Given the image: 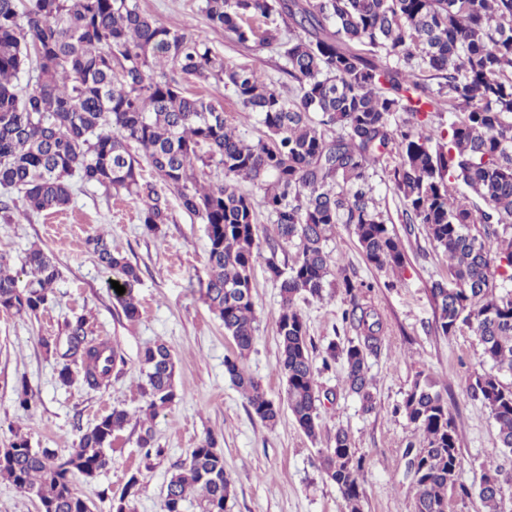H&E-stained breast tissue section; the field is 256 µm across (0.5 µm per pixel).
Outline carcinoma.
<instances>
[{
	"instance_id": "cac0c4a2",
	"label": "carcinoma",
	"mask_w": 512,
	"mask_h": 512,
	"mask_svg": "<svg viewBox=\"0 0 512 512\" xmlns=\"http://www.w3.org/2000/svg\"><path fill=\"white\" fill-rule=\"evenodd\" d=\"M202 12L236 43L275 45L297 82L286 96L254 65L217 58L205 39L142 13L139 0H0V186L23 192L29 212L55 213L71 200V179L129 195H144L140 222L157 236L169 222L157 186L206 224L209 240L205 300L235 345L225 372L247 396L252 413L272 424L280 406L241 367L253 347V263L260 255L256 212L239 181L259 185L276 237L267 270L279 282L274 316L286 379V402L305 435L315 438L321 392L306 323L297 300L325 298L326 287L348 297L342 323L356 336L330 341L322 369L340 362L348 392L364 412L374 410L367 357L378 351L383 321L360 301L364 283L336 266L327 242L339 224L353 227L367 262L379 271L404 267L401 240L382 219L369 170L386 162L394 190L411 223L423 224L448 258V279L432 283L436 329L463 328L477 336L491 370L467 392L487 407L500 448L512 453V0H203ZM286 23L282 35L277 19ZM33 86L21 84L26 67ZM178 70L212 78L231 90L240 111L256 115L266 138L249 143L224 110L186 92L169 75ZM424 69L436 80L418 77ZM452 120L437 127L429 113ZM156 182L143 180L140 158ZM224 173L200 184L195 164ZM465 184L484 207L455 195ZM298 248L291 265H279L276 248ZM98 262L125 293H113L126 318L139 317V270L101 234L87 239ZM32 280L20 289L0 254V308L36 316L53 301L59 276L43 249L28 250ZM67 347L44 342L57 359L60 383L97 391L122 373L115 346L90 336L85 316L66 322ZM139 413L154 420L177 397L174 361L162 343L141 354ZM449 389L416 380L397 408L424 444L406 445V477L415 512H448V494L477 496L485 512H502L503 470L484 466L480 481L458 480L461 452L448 409ZM131 420L117 407L82 432L67 456L34 448L15 433L0 449V479L33 493L42 512H91L73 485L76 475L106 469L115 434ZM145 458L161 455L152 427L138 440ZM365 458L347 432L321 452V468L335 483L346 512H362ZM136 475L112 496L113 512H127ZM195 496L199 512H228L232 486L224 455L207 436L175 467L163 512H184Z\"/></svg>"
}]
</instances>
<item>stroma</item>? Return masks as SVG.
<instances>
[{"label": "stroma", "instance_id": "stroma-1", "mask_svg": "<svg viewBox=\"0 0 512 512\" xmlns=\"http://www.w3.org/2000/svg\"><path fill=\"white\" fill-rule=\"evenodd\" d=\"M139 4L153 18L205 37L219 57L258 66L265 79L281 90L292 87L280 54L267 47L239 45L223 30L212 29L200 10L202 0H139ZM181 85L220 105L248 141L263 137V127L251 113L241 111L223 85L198 78L182 80ZM372 184L384 221L405 247L406 267L400 277L371 267L346 225H338L327 248L358 281L370 285L363 300L375 307L384 323L381 348L368 359L375 409L363 412L358 399L345 392L342 367L321 372L320 389L331 397L322 403L320 427L313 439L284 407L275 425L262 422L226 374L224 358L232 354L233 341L225 336L222 322L201 292L207 272L206 226L182 208L176 195H165L170 220L157 236L148 234L138 221L139 199L78 181L64 211L35 213L9 223L0 219V253L9 258L19 287L31 280L21 259L32 246L50 254L60 272L52 303L38 315L0 310V448L19 430L33 447L53 448L65 456L78 442V428L93 426L115 407L138 411L141 353L162 343L174 358L177 392L174 403L152 422L155 443L164 453L145 458L138 444L141 425L130 421L108 451L111 465L95 477L80 475L74 481L92 512H112L111 493L120 492L132 476L138 485L130 512H162L175 465L209 435L224 454L233 489L230 512H346L338 487L320 468L321 452L332 446L340 428L366 460L363 512H414L404 452L407 443L420 442L423 435L395 408L419 378L433 379L453 393L449 408L461 436L460 481L478 483L492 458L512 471V458L499 447L489 409L466 393L469 381L488 368L476 336L466 329L446 336L435 328L430 286L447 277L448 260L424 225L407 223L404 201L383 168L373 170ZM99 232L139 268L137 320L125 317L112 295L111 273L85 247L86 238ZM270 256L281 262L288 259L285 253L274 255L266 249L253 266L256 332L242 365L268 397L283 406L286 382L277 369L280 346L273 320L280 289L266 269ZM344 300L340 289L322 301L298 300L316 349L349 338L341 321ZM77 314L87 315L93 335L117 345L125 358L122 375L107 389L94 392L77 384L61 385L56 379V359L44 343H64L66 322ZM23 383L35 396L27 412L16 403Z\"/></svg>", "mask_w": 512, "mask_h": 512}]
</instances>
